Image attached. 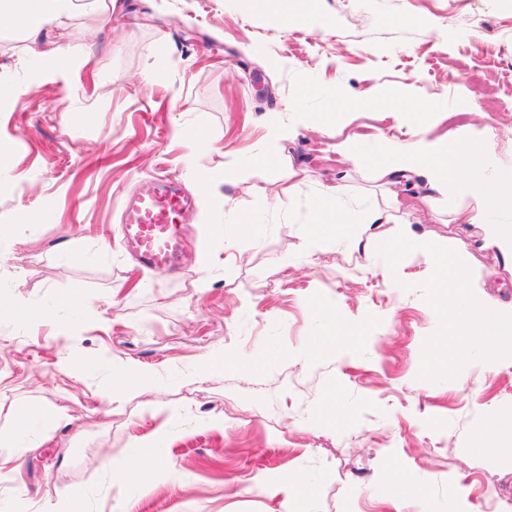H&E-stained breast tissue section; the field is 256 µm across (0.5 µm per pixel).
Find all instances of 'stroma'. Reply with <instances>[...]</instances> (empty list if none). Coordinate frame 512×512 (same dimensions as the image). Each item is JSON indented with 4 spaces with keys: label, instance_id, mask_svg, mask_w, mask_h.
<instances>
[{
    "label": "stroma",
    "instance_id": "stroma-1",
    "mask_svg": "<svg viewBox=\"0 0 512 512\" xmlns=\"http://www.w3.org/2000/svg\"><path fill=\"white\" fill-rule=\"evenodd\" d=\"M74 3L52 33L71 51L62 70L0 17V89L10 90L0 141L12 146L0 169V438L56 406L75 419L23 457L20 477L0 480V512L61 500L70 512H112L134 495L138 512H295L268 491L279 476L316 481L312 512H393L379 485L391 461L424 490L408 512H451L455 483L469 491L468 512H512V458L468 449L489 415L512 418V359L426 370L442 348L428 258L408 252L395 276L381 271L412 233L510 304L512 263L479 225L453 222L450 204L478 206L458 186L417 174L400 187L342 154L349 139L372 152L380 133L413 142L423 106L431 137L483 141L491 181L511 173L512 0H318V26L292 29L239 0H122L108 23L101 0ZM480 41L506 52L474 75ZM333 92L402 104L318 128ZM273 120L284 131L275 142ZM265 147L274 166L244 165ZM224 167L228 184L201 191V172ZM160 177L197 198L177 273L139 269L118 234L126 197ZM338 182L353 213L376 205L397 221L311 250L309 205ZM250 214L261 234L236 240L234 264L215 260L216 228L232 233ZM317 306L361 326L364 346L304 358ZM215 350L232 366L183 386ZM112 355L151 371L154 385L106 417ZM255 356L261 366L243 370ZM333 388L343 424L320 416ZM166 426L147 490L125 482L134 438Z\"/></svg>",
    "mask_w": 512,
    "mask_h": 512
}]
</instances>
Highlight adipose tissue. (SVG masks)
<instances>
[{"label": "adipose tissue", "mask_w": 512, "mask_h": 512, "mask_svg": "<svg viewBox=\"0 0 512 512\" xmlns=\"http://www.w3.org/2000/svg\"><path fill=\"white\" fill-rule=\"evenodd\" d=\"M9 16L25 13L24 25L32 38L38 41V54L56 66H65L70 58L68 48L50 45L43 34L61 25L71 14L72 0H5ZM430 118L427 113L416 116V139L404 145L393 138L381 137L376 150L361 154L357 144H349L350 159L362 160L378 168L385 176L410 179L418 171H427L431 182L458 183L471 195L486 193L488 148L480 142L467 140L450 143L443 139H429ZM343 184L327 187L311 206L309 224L310 246L322 249L336 239L361 241L363 234L374 224L392 222V215L383 209L371 207L361 215H354L342 203ZM406 251L429 254L433 277L437 284L435 309L442 322L448 354L432 360L430 367L443 370L452 365L461 353L476 359L512 354V307L489 303L486 295L473 290L461 261L447 252L432 249L430 244L415 235L406 234L391 246L393 255ZM327 327L314 337L312 348L321 353L329 349L348 352L358 349L366 336L362 328L345 323L339 315L327 316Z\"/></svg>", "instance_id": "obj_1"}]
</instances>
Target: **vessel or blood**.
Returning a JSON list of instances; mask_svg holds the SVG:
<instances>
[{"mask_svg":"<svg viewBox=\"0 0 512 512\" xmlns=\"http://www.w3.org/2000/svg\"><path fill=\"white\" fill-rule=\"evenodd\" d=\"M194 198L174 181L157 182L152 191L128 203L122 217L125 240L133 242L141 262L154 269H174L179 260L182 230Z\"/></svg>","mask_w":512,"mask_h":512,"instance_id":"1","label":"vessel or blood"}]
</instances>
